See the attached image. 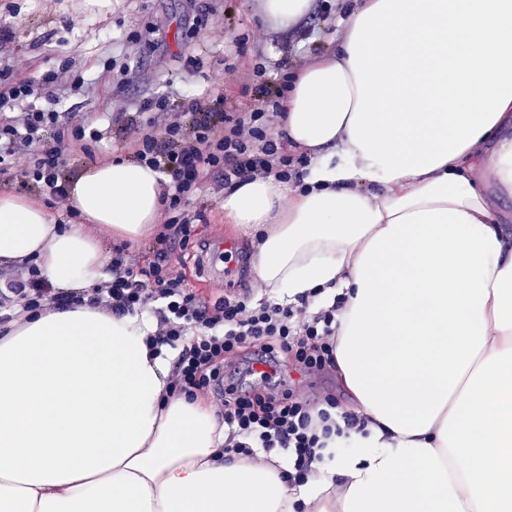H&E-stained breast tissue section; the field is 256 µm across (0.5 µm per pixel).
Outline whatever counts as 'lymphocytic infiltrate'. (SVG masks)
Listing matches in <instances>:
<instances>
[{
  "label": "lymphocytic infiltrate",
  "instance_id": "f902f5d3",
  "mask_svg": "<svg viewBox=\"0 0 512 512\" xmlns=\"http://www.w3.org/2000/svg\"><path fill=\"white\" fill-rule=\"evenodd\" d=\"M56 82L52 73L34 82L0 69V109L10 100L26 107L12 119L0 120V172L6 170L7 157L32 153V185L50 200L67 195L61 157L77 144L104 137L103 129L97 127L63 126L59 112L32 104L38 89L48 100H55ZM262 119L259 112L227 111L220 90L196 104L185 119L173 118L166 95L148 98L138 111L128 114V125L139 129L132 144L134 156L170 180L166 204L172 217L157 233L152 256L140 271H130L122 248H115L111 279L92 288L87 302L116 315L152 311L159 322L153 347L178 352L171 392L190 396L211 393L224 410L225 451L285 450L299 480L321 460L328 440H346L362 432L363 421L338 412L335 400L329 397L320 399L293 389L274 392L240 387L225 379L224 358L249 347L254 358L271 366L279 354L286 353L306 374L333 367L335 308L311 311V302L305 297L296 306L268 303L251 309L240 299L209 306L190 291L183 273L166 261L169 248L193 243L196 217L185 209L184 201L209 173H223L228 181L260 176L301 183L300 170L268 137ZM52 127L57 130L54 144L43 148L45 133ZM72 302V297L55 293L33 267L27 277L9 280L6 289L0 290V310L18 306L37 313Z\"/></svg>",
  "mask_w": 512,
  "mask_h": 512
}]
</instances>
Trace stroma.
Returning <instances> with one entry per match:
<instances>
[{
    "instance_id": "35a3bbf8",
    "label": "stroma",
    "mask_w": 512,
    "mask_h": 512,
    "mask_svg": "<svg viewBox=\"0 0 512 512\" xmlns=\"http://www.w3.org/2000/svg\"><path fill=\"white\" fill-rule=\"evenodd\" d=\"M338 0H315L311 14L294 29L281 30L261 21L259 0H0V68H11L26 79L47 72L59 75L57 111L71 115L72 124L108 126L90 153L74 150L65 162L69 176L92 164L130 154L136 131L113 122L118 112H132L140 101L170 94L178 111L223 90L234 112H261L268 135H275L282 117L281 101L263 96L261 83L282 84L291 71L324 54L340 31ZM194 55L198 69L184 65ZM92 79L88 92L67 93L73 76ZM223 177L211 173L186 202L200 214L195 248H172L168 261L182 268L189 288L207 302L245 297L251 304L272 295L256 279L253 259L257 242L244 227L224 220ZM226 239L235 245L239 268L237 287L203 272L200 243ZM224 372L243 385L260 382L275 387L300 383L313 395H333L340 408L350 397L335 370L300 378L283 363L268 378L250 374L245 359L224 363Z\"/></svg>"
}]
</instances>
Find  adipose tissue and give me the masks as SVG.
<instances>
[{
    "mask_svg": "<svg viewBox=\"0 0 512 512\" xmlns=\"http://www.w3.org/2000/svg\"><path fill=\"white\" fill-rule=\"evenodd\" d=\"M341 26L282 99L301 185L233 180L224 215L257 238L270 293L341 298L356 451L291 480L169 393L144 318L20 311L0 328V512H512V0H352ZM168 185L92 166L63 226L0 190V266L96 287L105 239L143 240Z\"/></svg>",
    "mask_w": 512,
    "mask_h": 512,
    "instance_id": "ef3b65f1",
    "label": "adipose tissue"
}]
</instances>
